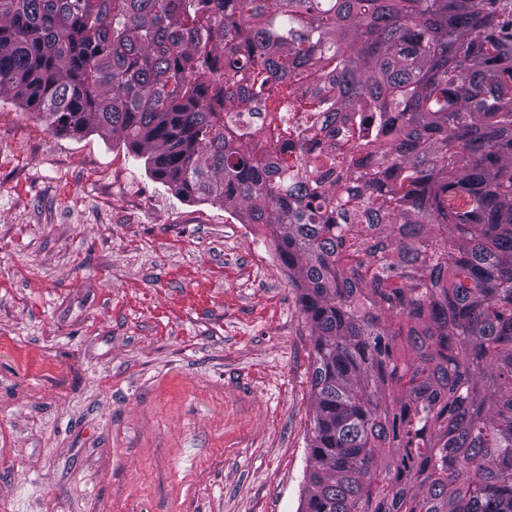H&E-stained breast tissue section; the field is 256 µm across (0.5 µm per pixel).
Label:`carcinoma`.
Masks as SVG:
<instances>
[{
    "mask_svg": "<svg viewBox=\"0 0 512 512\" xmlns=\"http://www.w3.org/2000/svg\"><path fill=\"white\" fill-rule=\"evenodd\" d=\"M11 92L265 229L314 345L299 512H512V0H0ZM335 103L340 152L294 121ZM250 120L249 126L252 131V137L249 145L256 158H268L274 155V149L271 142L265 137V129L272 122L273 115L261 111Z\"/></svg>",
    "mask_w": 512,
    "mask_h": 512,
    "instance_id": "obj_1",
    "label": "carcinoma"
}]
</instances>
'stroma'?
I'll return each instance as SVG.
<instances>
[{"label": "stroma", "instance_id": "obj_1", "mask_svg": "<svg viewBox=\"0 0 512 512\" xmlns=\"http://www.w3.org/2000/svg\"><path fill=\"white\" fill-rule=\"evenodd\" d=\"M312 357L253 225L0 95V512H298Z\"/></svg>", "mask_w": 512, "mask_h": 512}]
</instances>
